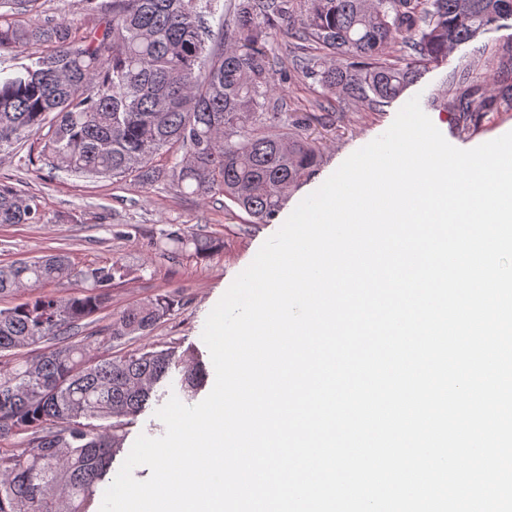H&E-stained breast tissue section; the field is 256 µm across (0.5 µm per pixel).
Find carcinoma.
<instances>
[{"instance_id":"cac0c4a2","label":"carcinoma","mask_w":512,"mask_h":512,"mask_svg":"<svg viewBox=\"0 0 512 512\" xmlns=\"http://www.w3.org/2000/svg\"><path fill=\"white\" fill-rule=\"evenodd\" d=\"M37 0H0V153L50 124L42 155L51 168L89 178L161 184L202 199L221 194L262 224L315 170L319 149L303 122L273 100V35H288L284 72L338 98L378 111L422 71L458 46L512 19V0H112L103 30L74 21L17 20ZM223 45L209 46L219 8ZM29 44L22 58L1 55ZM495 99L512 103V49L450 76L431 103L486 112L487 73ZM164 156L173 161L156 160ZM39 199L0 180V224H42ZM224 246L200 229L164 235L160 256L205 259ZM126 266L79 268L64 253L0 264V512H88L112 483L126 451L125 419L158 397L177 371L179 396L193 401L208 370L173 345L112 353V343L148 336L183 305L173 291L106 310ZM56 291H46L47 286ZM84 332L83 339L72 341ZM42 349L32 357L25 350Z\"/></svg>"}]
</instances>
